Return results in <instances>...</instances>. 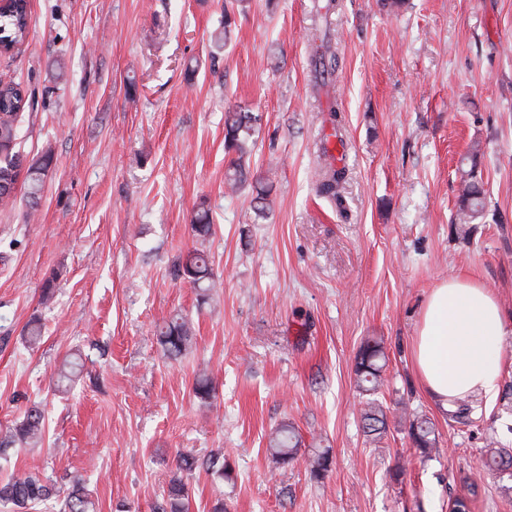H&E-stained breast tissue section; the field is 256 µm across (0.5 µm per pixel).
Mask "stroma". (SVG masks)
<instances>
[{"mask_svg": "<svg viewBox=\"0 0 512 512\" xmlns=\"http://www.w3.org/2000/svg\"><path fill=\"white\" fill-rule=\"evenodd\" d=\"M229 2L30 0L27 44L0 56V80L31 98L23 154L54 153L37 209L21 187L0 207V430L35 402L45 416L41 442L1 459L0 480L78 479L97 512H154L180 455L220 451L230 479L194 472L189 512H449L473 476L472 512H512V490L480 468L489 439L512 448V335L470 427L449 421L412 355L426 295L451 275L483 282L512 323V0H336L338 69L317 95L314 0H247L214 58ZM333 103L346 129L340 206L314 178ZM237 106L260 117L250 175L273 182L262 215L250 189L224 183V114ZM474 149L485 215L460 224ZM201 202L206 236L191 226ZM191 250L209 256L217 295L179 275ZM175 314L193 339L170 359L157 328ZM369 340L386 358L377 442L355 376ZM71 354L82 369L64 386ZM203 370L206 401L194 393ZM413 414L434 422L439 455L411 440ZM284 421L302 439L285 467L268 448ZM318 450L332 465L317 479Z\"/></svg>", "mask_w": 512, "mask_h": 512, "instance_id": "stroma-1", "label": "stroma"}]
</instances>
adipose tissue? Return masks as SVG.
<instances>
[{
  "label": "adipose tissue",
  "mask_w": 512,
  "mask_h": 512,
  "mask_svg": "<svg viewBox=\"0 0 512 512\" xmlns=\"http://www.w3.org/2000/svg\"><path fill=\"white\" fill-rule=\"evenodd\" d=\"M491 290L453 275L432 288L421 311L412 353L426 390L443 407L464 394L493 395L500 349L511 334Z\"/></svg>",
  "instance_id": "obj_1"
}]
</instances>
